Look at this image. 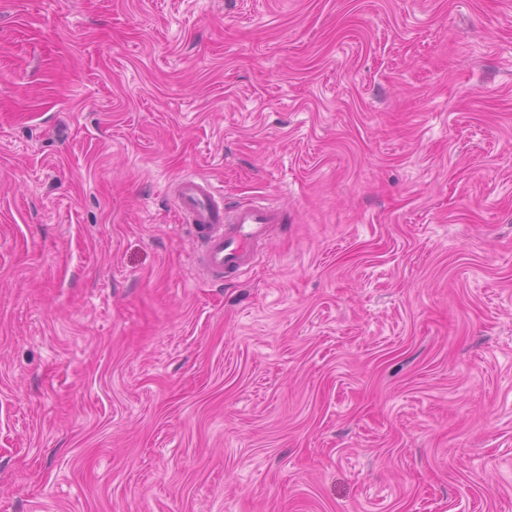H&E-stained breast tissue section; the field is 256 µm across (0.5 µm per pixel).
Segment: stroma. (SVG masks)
I'll return each instance as SVG.
<instances>
[{"mask_svg":"<svg viewBox=\"0 0 512 512\" xmlns=\"http://www.w3.org/2000/svg\"><path fill=\"white\" fill-rule=\"evenodd\" d=\"M0 512H512V0H0ZM218 194L208 179L184 176L176 187L177 211L201 244L199 257L204 267L218 277H236L252 268L258 246L272 224L284 223L285 213L261 202L224 208Z\"/></svg>","mask_w":512,"mask_h":512,"instance_id":"stroma-1","label":"stroma"}]
</instances>
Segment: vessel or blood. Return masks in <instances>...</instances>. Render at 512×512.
<instances>
[{"mask_svg": "<svg viewBox=\"0 0 512 512\" xmlns=\"http://www.w3.org/2000/svg\"><path fill=\"white\" fill-rule=\"evenodd\" d=\"M175 199L179 215L201 244L202 264L218 277H236L249 271L272 225L285 221L280 208L261 202L226 208L212 183L200 176L181 178Z\"/></svg>", "mask_w": 512, "mask_h": 512, "instance_id": "obj_1", "label": "vessel or blood"}]
</instances>
